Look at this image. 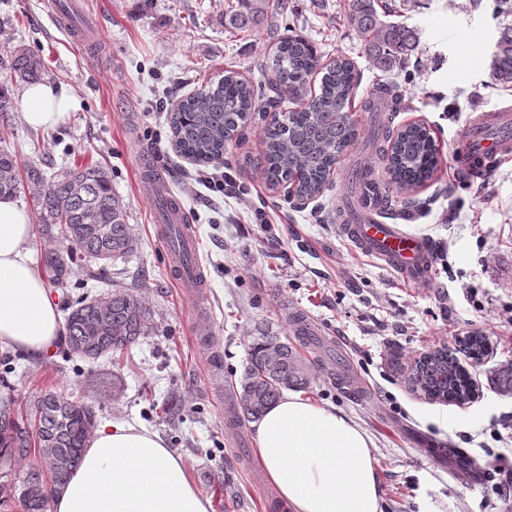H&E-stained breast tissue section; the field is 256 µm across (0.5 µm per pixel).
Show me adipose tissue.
Returning <instances> with one entry per match:
<instances>
[{"instance_id": "ef3b65f1", "label": "adipose tissue", "mask_w": 512, "mask_h": 512, "mask_svg": "<svg viewBox=\"0 0 512 512\" xmlns=\"http://www.w3.org/2000/svg\"><path fill=\"white\" fill-rule=\"evenodd\" d=\"M77 101L48 83L24 92L32 127L64 123ZM24 206L0 198V346L31 356L58 347L65 326L43 266L29 248ZM255 454L289 512H382V490L366 430L288 392L255 422ZM54 512H209L180 456L155 432L128 422L95 430L81 461L55 493Z\"/></svg>"}]
</instances>
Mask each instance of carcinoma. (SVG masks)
Instances as JSON below:
<instances>
[{
	"label": "carcinoma",
	"instance_id": "1",
	"mask_svg": "<svg viewBox=\"0 0 512 512\" xmlns=\"http://www.w3.org/2000/svg\"><path fill=\"white\" fill-rule=\"evenodd\" d=\"M288 9V0H239V8L224 13V28L249 32L269 26V20ZM393 7L381 0H348L346 22L364 43L376 67L384 72L402 71L418 48L414 29L387 20ZM494 80L512 85V23L500 27L491 58ZM41 60L19 48L10 56V80L35 82L42 75ZM320 77L319 91L306 98L305 85ZM359 83L354 63L338 56L327 64L308 40L288 35L278 38L266 84L284 86L291 92L292 107L282 120L265 131V163L261 169L271 182H290L298 175L295 195L312 200L321 196L330 169L356 140V130L348 111ZM261 111L260 95L252 82L234 70L224 71L209 81L170 115L174 147L180 155L198 164L220 162L226 148V135L246 123L251 113ZM380 153L386 160L385 188L398 193L427 181L437 163L431 131L422 123L409 124L383 136ZM31 187L33 207L43 235L69 241L72 251L51 252L45 266L51 280L64 285L78 277L84 267L80 255L108 264L123 259L138 247L120 197L112 189V176L98 164H88L69 175L49 178L37 166L19 174L16 156L0 148V197L14 196L20 185ZM108 306L96 298H83L69 307L65 343L69 352L83 346L78 357L94 360L96 347L86 346L87 337L99 331L101 346L109 353H120L152 329V316L142 300L129 292L107 294ZM458 344L481 361L491 346L488 339L473 332ZM275 345L279 358L268 362L269 347ZM419 391L432 400L458 402L472 392L466 370L445 350L423 357L413 369ZM309 363L288 337L261 334L248 351V363L239 385L244 417L256 421L280 396L284 388L304 389L309 384ZM37 430L25 425L11 402L0 401V465L12 464L32 453H53L66 459L61 476L49 481L62 487L76 470L86 445V420L93 410L84 403L54 393L40 396L33 404ZM46 474L32 466L19 478L22 493L0 483V507L18 503L21 512H48L50 494Z\"/></svg>",
	"mask_w": 512,
	"mask_h": 512
}]
</instances>
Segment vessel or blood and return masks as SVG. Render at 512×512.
Instances as JSON below:
<instances>
[{
    "mask_svg": "<svg viewBox=\"0 0 512 512\" xmlns=\"http://www.w3.org/2000/svg\"><path fill=\"white\" fill-rule=\"evenodd\" d=\"M469 131L464 155L494 161L512 155V110L504 108L478 114L471 118ZM164 198L171 222L163 226L161 235L177 239L170 249L169 275L176 284L191 289L194 295H202L207 279L202 267L193 259L194 236L184 223V209L172 193L166 192ZM358 207L357 217L342 224L344 235L406 278L425 281L432 247L426 240L378 219L377 214L382 208L381 187L376 185L368 189Z\"/></svg>",
    "mask_w": 512,
    "mask_h": 512,
    "instance_id": "1",
    "label": "vessel or blood"
}]
</instances>
